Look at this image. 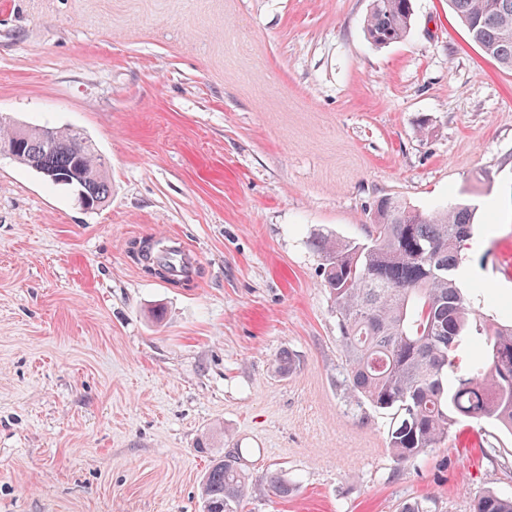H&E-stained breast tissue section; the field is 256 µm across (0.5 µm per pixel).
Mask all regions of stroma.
<instances>
[{
	"mask_svg": "<svg viewBox=\"0 0 512 512\" xmlns=\"http://www.w3.org/2000/svg\"><path fill=\"white\" fill-rule=\"evenodd\" d=\"M370 4L0 0V117L81 130L110 183L87 211L0 158V512H203L233 450L242 512L512 494L511 434L464 423L402 463L344 382L314 243L365 240L381 198L478 203L465 286L512 315V70L448 0L371 46ZM159 233L198 253L193 287L128 258Z\"/></svg>",
	"mask_w": 512,
	"mask_h": 512,
	"instance_id": "stroma-1",
	"label": "stroma"
}]
</instances>
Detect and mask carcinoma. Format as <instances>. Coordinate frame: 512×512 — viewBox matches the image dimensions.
Returning a JSON list of instances; mask_svg holds the SVG:
<instances>
[{
    "label": "carcinoma",
    "instance_id": "obj_1",
    "mask_svg": "<svg viewBox=\"0 0 512 512\" xmlns=\"http://www.w3.org/2000/svg\"><path fill=\"white\" fill-rule=\"evenodd\" d=\"M448 2L484 55L512 69V0ZM413 14L412 0H372L370 44L403 39ZM14 161L66 177L63 186L92 209L108 197L107 162L78 130L29 125ZM474 218L464 200L428 212L381 198L367 242L317 241L348 389L375 409L395 410L389 445L402 462L439 447L463 420L512 433V320L489 317L458 286ZM248 481L238 452L213 458L201 484L206 512H238ZM474 512H512V496L486 493Z\"/></svg>",
    "mask_w": 512,
    "mask_h": 512
}]
</instances>
